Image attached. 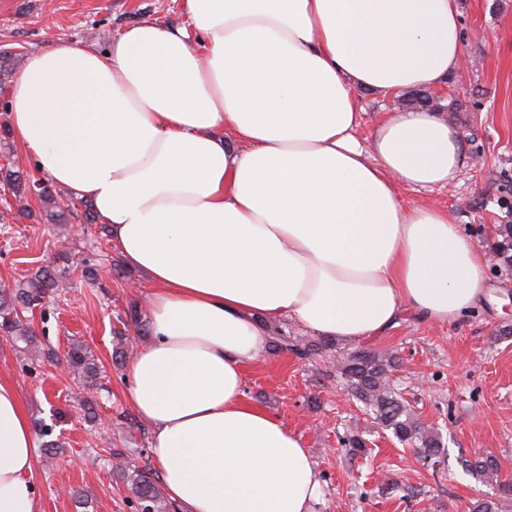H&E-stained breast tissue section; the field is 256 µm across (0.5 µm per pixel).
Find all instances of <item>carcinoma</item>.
<instances>
[{
	"label": "carcinoma",
	"mask_w": 512,
	"mask_h": 512,
	"mask_svg": "<svg viewBox=\"0 0 512 512\" xmlns=\"http://www.w3.org/2000/svg\"><path fill=\"white\" fill-rule=\"evenodd\" d=\"M403 102L420 109L437 110L436 98L423 89L410 90ZM13 191L15 197H27L30 183L25 181L18 167L5 171L0 176ZM497 241L493 253L498 262L512 269V224H499L496 230ZM63 285L61 278L47 269H39L14 285V289L0 290V333L11 336L23 343V350L39 349V343L29 325V320L19 312V306L34 307L46 300ZM333 344L327 340L308 342L292 346L299 357L308 359L326 350ZM337 371L344 378L347 392L356 402L372 414L402 444L408 445L423 461L431 464L439 462L443 445L439 433L424 425L419 416L405 403L391 382L393 371L399 358L393 354L380 353L372 349L356 347L337 350ZM67 368L78 375L84 387L97 386L98 368L87 349L74 343L65 357ZM465 468L490 484H497L505 495H512V483L500 480V463L492 454H483L468 460ZM121 479L130 487L139 501L141 512H174L175 506L168 501L160 485L149 476L127 464L116 466Z\"/></svg>",
	"instance_id": "carcinoma-1"
}]
</instances>
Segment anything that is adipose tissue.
I'll use <instances>...</instances> for the list:
<instances>
[{"label": "adipose tissue", "mask_w": 512, "mask_h": 512, "mask_svg": "<svg viewBox=\"0 0 512 512\" xmlns=\"http://www.w3.org/2000/svg\"><path fill=\"white\" fill-rule=\"evenodd\" d=\"M107 50L50 43L8 96L25 159L90 201L151 287L128 398L178 512H318L301 436L245 400L272 323L357 343L402 311L454 323L486 254L426 193L465 166L453 123L401 110L358 129L362 90L462 66L459 0H181ZM422 194L417 203L402 190ZM37 444L0 379V512H41Z\"/></svg>", "instance_id": "adipose-tissue-1"}]
</instances>
